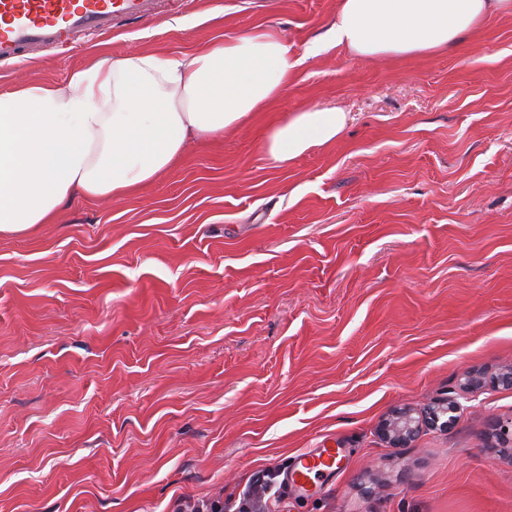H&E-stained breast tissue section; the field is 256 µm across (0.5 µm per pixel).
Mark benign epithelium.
<instances>
[{"label": "benign epithelium", "mask_w": 512, "mask_h": 512, "mask_svg": "<svg viewBox=\"0 0 512 512\" xmlns=\"http://www.w3.org/2000/svg\"><path fill=\"white\" fill-rule=\"evenodd\" d=\"M512 389V366L500 369L487 376L483 373L469 375L461 384L464 393L475 392L487 384ZM459 409L456 398L436 402L416 411L409 407L393 410L379 425L381 437L392 447H409L426 430H447L456 421L455 413ZM492 437L496 443L489 445L486 451L491 455L507 454L512 457V421L508 424H494Z\"/></svg>", "instance_id": "1"}]
</instances>
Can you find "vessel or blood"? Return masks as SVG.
I'll list each match as a JSON object with an SVG mask.
<instances>
[{
  "label": "vessel or blood",
  "mask_w": 512,
  "mask_h": 512,
  "mask_svg": "<svg viewBox=\"0 0 512 512\" xmlns=\"http://www.w3.org/2000/svg\"><path fill=\"white\" fill-rule=\"evenodd\" d=\"M152 13L153 0H0V61L26 59L43 46L67 45L72 33H105ZM340 462L341 453L333 447L299 453L286 468V483L308 490Z\"/></svg>",
  "instance_id": "1"
}]
</instances>
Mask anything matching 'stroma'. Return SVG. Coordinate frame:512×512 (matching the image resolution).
<instances>
[{"label":"stroma","instance_id":"1","mask_svg":"<svg viewBox=\"0 0 512 512\" xmlns=\"http://www.w3.org/2000/svg\"><path fill=\"white\" fill-rule=\"evenodd\" d=\"M337 0H158L153 17L0 62V91L63 85L100 54L190 53L255 28L288 89L153 182L0 237V512H512L484 435L512 390L460 395L410 448L393 408L512 364V15L435 55L308 53ZM349 112L288 167L266 128ZM341 448L311 492L256 488Z\"/></svg>","mask_w":512,"mask_h":512}]
</instances>
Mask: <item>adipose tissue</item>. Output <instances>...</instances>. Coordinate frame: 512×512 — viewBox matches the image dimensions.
<instances>
[{
    "mask_svg": "<svg viewBox=\"0 0 512 512\" xmlns=\"http://www.w3.org/2000/svg\"><path fill=\"white\" fill-rule=\"evenodd\" d=\"M512 0H337L316 54L343 46L366 57L435 54L457 45ZM297 66L267 30L221 39L189 55L99 56L67 88L30 82L0 93V234L48 223L80 199L120 197L165 173L194 140L241 127L287 89ZM348 114L308 107L269 127L279 167L336 141Z\"/></svg>",
    "mask_w": 512,
    "mask_h": 512,
    "instance_id": "obj_1",
    "label": "adipose tissue"
}]
</instances>
